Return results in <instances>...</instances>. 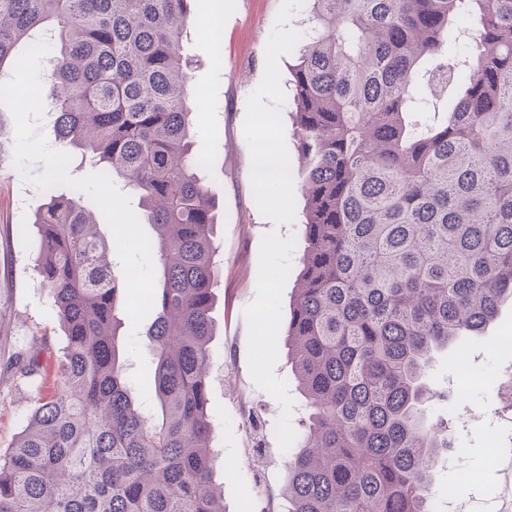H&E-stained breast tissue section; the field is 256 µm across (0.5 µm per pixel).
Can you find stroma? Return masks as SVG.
Returning a JSON list of instances; mask_svg holds the SVG:
<instances>
[{
	"mask_svg": "<svg viewBox=\"0 0 512 512\" xmlns=\"http://www.w3.org/2000/svg\"><path fill=\"white\" fill-rule=\"evenodd\" d=\"M188 31L193 57L190 86L195 153L209 161L203 182L215 193L214 238L220 251L211 342L210 407L218 474L226 512H265L277 502L286 478L285 458L299 443L294 413L302 402L283 345L290 293L305 246L304 166L293 136L289 80L299 38L307 27L302 0H192ZM15 117L0 106V448L25 428L37 386H50L65 345L53 301L33 264L39 239L33 224L43 191L14 166ZM272 143L288 159L287 206L251 176L258 144ZM273 334L260 343L257 327ZM512 303H504L483 336L438 354L431 375L438 388L449 380L467 389L475 418L460 421L456 397L431 404L432 422H447L465 448V468L444 467L442 489L491 502L502 467L485 443L484 412L493 395L485 376L512 359ZM44 346L42 381L17 377L13 364ZM482 353L466 361L467 350Z\"/></svg>",
	"mask_w": 512,
	"mask_h": 512,
	"instance_id": "stroma-1",
	"label": "stroma"
}]
</instances>
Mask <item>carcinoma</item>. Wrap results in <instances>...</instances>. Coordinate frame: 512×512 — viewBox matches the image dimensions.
<instances>
[{
	"mask_svg": "<svg viewBox=\"0 0 512 512\" xmlns=\"http://www.w3.org/2000/svg\"><path fill=\"white\" fill-rule=\"evenodd\" d=\"M291 70L306 249L285 340L305 401L285 512H431L452 447L426 410L435 353L512 301V0H305ZM190 0H0V83L38 28L55 138L138 196L156 237L148 349L161 419L131 395L99 221L48 190L35 267L66 345L0 451V512H225L208 367L214 192L192 154ZM474 42L448 57L461 24ZM456 97L417 112L426 91ZM43 349L16 366L40 374Z\"/></svg>",
	"mask_w": 512,
	"mask_h": 512,
	"instance_id": "carcinoma-1",
	"label": "carcinoma"
}]
</instances>
